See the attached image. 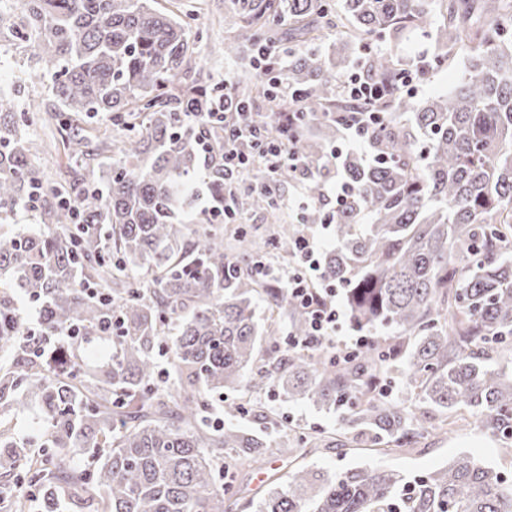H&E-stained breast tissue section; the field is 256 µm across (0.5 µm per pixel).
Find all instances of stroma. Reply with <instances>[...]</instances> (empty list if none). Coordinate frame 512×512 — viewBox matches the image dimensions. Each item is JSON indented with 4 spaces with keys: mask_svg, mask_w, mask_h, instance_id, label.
<instances>
[{
    "mask_svg": "<svg viewBox=\"0 0 512 512\" xmlns=\"http://www.w3.org/2000/svg\"><path fill=\"white\" fill-rule=\"evenodd\" d=\"M157 2L159 8L177 13L192 11L193 27L201 33L196 51L200 78L205 86L220 93L224 90L225 81H239L243 72L241 62L225 58L221 49L225 36L231 32L229 25L224 22L227 0ZM35 69L36 63L30 51L21 45L14 46L7 56L0 59V94L12 98L19 110L36 107L34 121L25 133L35 146L32 156L34 165L44 181L52 185L64 179L68 171V160L62 145L60 127L50 117L54 110V100L46 83L35 77ZM256 400L267 404L282 419L288 420L289 429L273 426L251 413L238 416L237 422L246 429L262 434L274 446L294 438L296 432L318 430L330 433L339 424V416L335 412L317 408L305 400L288 398L281 392L257 394L244 383L225 390L223 397L213 398L210 416L215 420L223 418L225 403L236 401L248 406ZM503 446V441L490 437L478 422L472 421L448 434H425L415 448L400 455L385 456L366 448L334 445L311 448L302 455L296 453L289 457H274L270 463L280 477L306 465L331 476L355 467H388L411 478L445 466L457 453L467 452L483 463L511 475L512 452H505Z\"/></svg>",
    "mask_w": 512,
    "mask_h": 512,
    "instance_id": "stroma-1",
    "label": "stroma"
}]
</instances>
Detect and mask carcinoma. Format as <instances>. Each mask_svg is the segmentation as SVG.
Here are the masks:
<instances>
[{"label":"carcinoma","mask_w":512,"mask_h":512,"mask_svg":"<svg viewBox=\"0 0 512 512\" xmlns=\"http://www.w3.org/2000/svg\"><path fill=\"white\" fill-rule=\"evenodd\" d=\"M156 0H22L10 29L49 79L58 120L112 114L119 158L103 165L82 129L63 140L75 161L65 180L76 202L49 199L24 135L33 117L0 94V496L9 512H29L31 496L11 484L29 477L41 512L67 501L77 512H512V480L460 454L446 467L406 479L393 469L357 467L333 477L299 467L255 504L224 486V449L248 467L273 453L261 435L233 419L208 417L209 396L237 386L246 370L260 390L281 391L320 409L341 410L340 446L394 454L417 443V417L383 396L399 369L429 407L466 410L493 436L512 440V375L488 362L512 353V0H229L236 34L224 55L240 59L268 42L288 47V83L301 113L286 148L301 176L323 195L329 145L354 104L336 75L364 56L385 87L389 113L369 152H348L336 176L348 185L336 211L308 209L301 224H279L265 245L288 261L312 224L333 226L336 248L322 258L324 278L343 296L352 328L376 339L346 355L294 351L262 362L258 336L280 339L276 319L303 338L307 319L280 284L245 275L241 259L260 245L224 244L217 227L191 217L199 189L202 123L187 101H210L196 79L191 15ZM445 7L433 34L435 58L468 52L467 74L446 95L413 101L398 89L402 66L370 41L400 42L426 26L428 6ZM253 72L240 94L268 97L271 75ZM212 161L203 185L224 209V125L208 128ZM29 207L45 229L23 231ZM237 210L275 212L265 187L234 198ZM264 294L270 323L259 325ZM36 304L44 335L77 338L35 346L18 306ZM174 375L166 389L157 355ZM35 399L40 429L16 437L11 421ZM88 454L82 469L61 451Z\"/></svg>","instance_id":"carcinoma-1"}]
</instances>
